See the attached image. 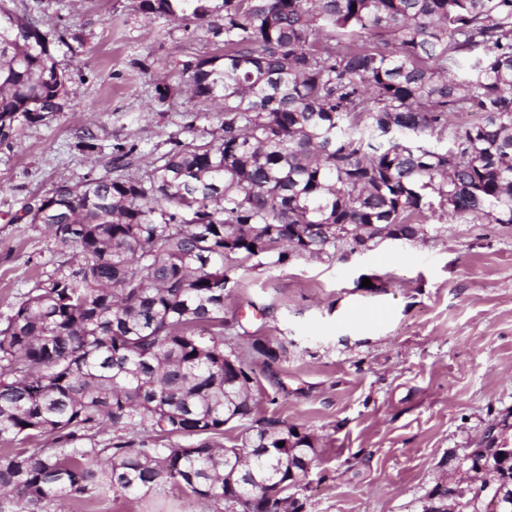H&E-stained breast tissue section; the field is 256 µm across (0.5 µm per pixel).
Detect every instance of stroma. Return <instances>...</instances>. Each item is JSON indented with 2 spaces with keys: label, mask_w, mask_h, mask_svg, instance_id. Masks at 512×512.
Wrapping results in <instances>:
<instances>
[{
  "label": "stroma",
  "mask_w": 512,
  "mask_h": 512,
  "mask_svg": "<svg viewBox=\"0 0 512 512\" xmlns=\"http://www.w3.org/2000/svg\"><path fill=\"white\" fill-rule=\"evenodd\" d=\"M136 0H12L58 35L52 52L70 77L61 111L0 145V325L66 252L42 226L15 215L51 193L104 173L113 144L134 149L140 175L180 136L204 143L223 113L186 91L185 61L215 52L203 28L136 10ZM169 87L159 98V87ZM95 134L90 155L77 135ZM423 236L365 253L341 249L279 267L241 263L224 316L284 344L267 364L245 358L253 411L229 423L275 420L313 434L320 456L302 478L304 512H421L448 471L494 419L512 412V224L440 223ZM382 277L384 289L363 286ZM375 316L358 320L356 311ZM189 491L147 498H58L43 512H205Z\"/></svg>",
  "instance_id": "stroma-1"
}]
</instances>
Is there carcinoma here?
Here are the masks:
<instances>
[{
  "label": "carcinoma",
  "mask_w": 512,
  "mask_h": 512,
  "mask_svg": "<svg viewBox=\"0 0 512 512\" xmlns=\"http://www.w3.org/2000/svg\"><path fill=\"white\" fill-rule=\"evenodd\" d=\"M212 35L187 61L193 96L220 102L223 134L174 138L146 174L62 182L24 210L77 250L0 329V512L55 498L147 497L170 484L224 512H288L315 438L252 413L245 348L224 339L236 266L377 248L424 217L512 224V0H138ZM49 33L0 0V144L58 112L68 76ZM479 113L482 121L449 117ZM339 225L325 232L322 226ZM113 437L100 443L105 428ZM51 436V448L12 444ZM192 440L185 448L181 441ZM492 480L512 484L504 458Z\"/></svg>",
  "instance_id": "cac0c4a2"
}]
</instances>
